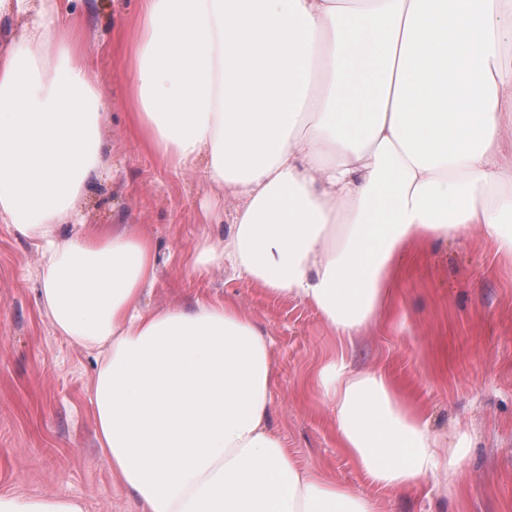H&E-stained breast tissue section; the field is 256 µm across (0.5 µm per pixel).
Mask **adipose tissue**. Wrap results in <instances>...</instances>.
<instances>
[{
	"label": "adipose tissue",
	"mask_w": 512,
	"mask_h": 512,
	"mask_svg": "<svg viewBox=\"0 0 512 512\" xmlns=\"http://www.w3.org/2000/svg\"><path fill=\"white\" fill-rule=\"evenodd\" d=\"M70 0H0V223L39 260L57 333L97 351L98 452L140 512H377L269 428L268 342L231 301L144 308L157 257L73 205L106 158V104ZM512 0H141L131 123L235 202L212 257L315 308L353 345L417 243L474 226L512 257ZM317 386L336 445L401 494L464 470L381 367Z\"/></svg>",
	"instance_id": "adipose-tissue-1"
}]
</instances>
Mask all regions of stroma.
<instances>
[{"label":"stroma","mask_w":512,"mask_h":512,"mask_svg":"<svg viewBox=\"0 0 512 512\" xmlns=\"http://www.w3.org/2000/svg\"><path fill=\"white\" fill-rule=\"evenodd\" d=\"M71 7L94 60L89 84L109 104L101 130L107 166L75 208L85 223L132 224L153 240L157 280L145 305L235 301L271 342L272 430L299 465L329 473L379 512H512V259L474 228L418 244L389 314L347 351L351 368L382 365L407 385L443 445L466 460L461 476L419 493L369 485L336 446L331 408L316 393L297 397L336 353L330 330L311 306L212 260L231 200L201 166H173L129 131L133 87L121 40L135 28L140 0H71ZM39 288L33 247L0 224V494L138 512L98 459L95 357L58 336Z\"/></svg>","instance_id":"obj_1"}]
</instances>
